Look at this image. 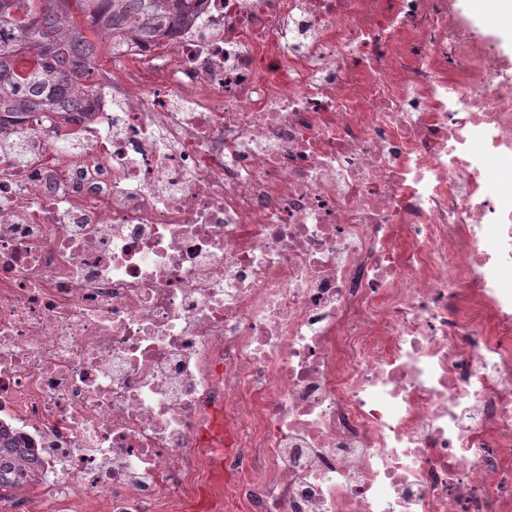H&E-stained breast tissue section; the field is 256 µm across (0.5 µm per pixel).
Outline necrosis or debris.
Here are the masks:
<instances>
[{
    "label": "necrosis or debris",
    "instance_id": "obj_1",
    "mask_svg": "<svg viewBox=\"0 0 512 512\" xmlns=\"http://www.w3.org/2000/svg\"><path fill=\"white\" fill-rule=\"evenodd\" d=\"M0 119V428L43 512H512V63L446 0H202ZM499 165H491V158ZM201 437L214 452L215 460L218 464V467L215 469L216 480L219 482L222 481L223 475L225 480L226 474H224L223 459L224 440L226 441L227 436L226 434L224 435V420L222 418L221 409L217 408L212 412L210 420L203 429Z\"/></svg>",
    "mask_w": 512,
    "mask_h": 512
}]
</instances>
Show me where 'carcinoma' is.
I'll return each mask as SVG.
<instances>
[{
  "instance_id": "obj_1",
  "label": "carcinoma",
  "mask_w": 512,
  "mask_h": 512,
  "mask_svg": "<svg viewBox=\"0 0 512 512\" xmlns=\"http://www.w3.org/2000/svg\"><path fill=\"white\" fill-rule=\"evenodd\" d=\"M200 0H0V114L56 112L91 101L93 68L105 44L130 37L171 36L192 19ZM35 58L21 74L17 52ZM28 462L0 436V491L24 485Z\"/></svg>"
}]
</instances>
